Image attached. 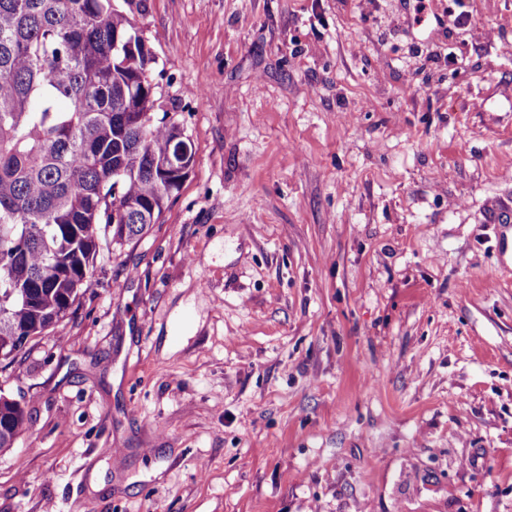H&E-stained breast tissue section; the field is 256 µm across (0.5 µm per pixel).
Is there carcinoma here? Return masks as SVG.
Masks as SVG:
<instances>
[{
	"label": "carcinoma",
	"mask_w": 512,
	"mask_h": 512,
	"mask_svg": "<svg viewBox=\"0 0 512 512\" xmlns=\"http://www.w3.org/2000/svg\"><path fill=\"white\" fill-rule=\"evenodd\" d=\"M156 58L114 0H0V363L77 310L95 260L158 222L190 139L153 120ZM0 394V451L27 429Z\"/></svg>",
	"instance_id": "1"
}]
</instances>
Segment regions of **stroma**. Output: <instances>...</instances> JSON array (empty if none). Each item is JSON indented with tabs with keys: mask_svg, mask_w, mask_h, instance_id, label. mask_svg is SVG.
<instances>
[{
	"mask_svg": "<svg viewBox=\"0 0 512 512\" xmlns=\"http://www.w3.org/2000/svg\"><path fill=\"white\" fill-rule=\"evenodd\" d=\"M117 3L195 164L0 364V512H512V0ZM24 407L15 399L0 394V451L12 448L17 438L27 429Z\"/></svg>",
	"mask_w": 512,
	"mask_h": 512,
	"instance_id": "35a3bbf8",
	"label": "stroma"
}]
</instances>
